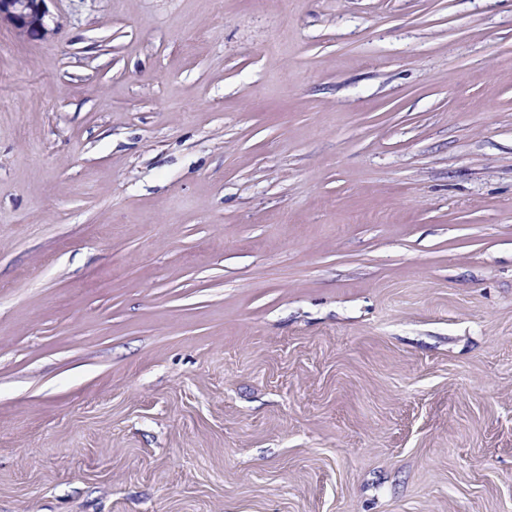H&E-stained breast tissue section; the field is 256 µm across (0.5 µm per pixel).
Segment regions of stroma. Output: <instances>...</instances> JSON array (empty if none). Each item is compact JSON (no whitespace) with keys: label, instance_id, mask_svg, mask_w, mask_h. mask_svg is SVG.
Returning a JSON list of instances; mask_svg holds the SVG:
<instances>
[{"label":"stroma","instance_id":"obj_1","mask_svg":"<svg viewBox=\"0 0 512 512\" xmlns=\"http://www.w3.org/2000/svg\"><path fill=\"white\" fill-rule=\"evenodd\" d=\"M48 8L0 512H512V0Z\"/></svg>","mask_w":512,"mask_h":512}]
</instances>
